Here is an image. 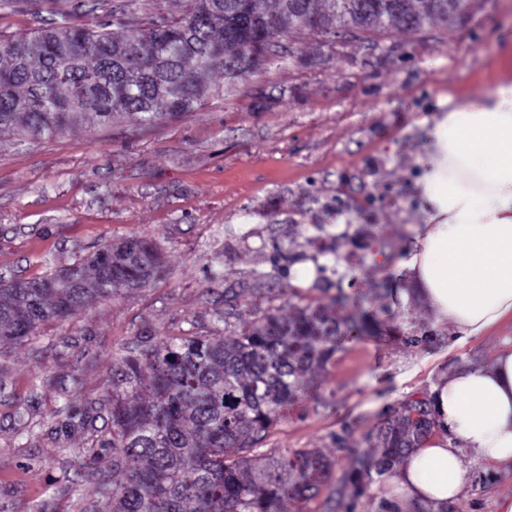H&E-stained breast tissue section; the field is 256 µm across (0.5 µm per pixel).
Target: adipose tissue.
Listing matches in <instances>:
<instances>
[{
	"mask_svg": "<svg viewBox=\"0 0 512 512\" xmlns=\"http://www.w3.org/2000/svg\"><path fill=\"white\" fill-rule=\"evenodd\" d=\"M419 179L426 218L403 264L437 320L476 338L512 317V78L484 97L448 99ZM436 428L390 481L398 508L443 512L476 461L512 465V344L491 368L465 367L432 391Z\"/></svg>",
	"mask_w": 512,
	"mask_h": 512,
	"instance_id": "adipose-tissue-1",
	"label": "adipose tissue"
}]
</instances>
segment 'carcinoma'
Returning a JSON list of instances; mask_svg holds the SVG:
<instances>
[{"instance_id": "cac0c4a2", "label": "carcinoma", "mask_w": 512, "mask_h": 512, "mask_svg": "<svg viewBox=\"0 0 512 512\" xmlns=\"http://www.w3.org/2000/svg\"><path fill=\"white\" fill-rule=\"evenodd\" d=\"M178 20L54 27L0 39V134L31 140L81 125L89 130L126 115L152 126L203 105L214 68L233 84L262 65L295 27L356 37L389 28L419 31L458 16L461 0H189ZM165 111H158V106ZM337 265L319 268L313 287H336ZM163 275L161 251L147 239L103 245L39 278L0 288V342L27 338L92 299L146 287ZM361 298L337 294L291 316L270 308L232 336H172L116 359L112 401L104 405L112 469L124 479L97 487L98 512H288V498L317 493L331 472L315 450L254 454L311 377L351 332L369 321L340 317ZM152 396L139 398L143 372ZM430 397L416 393L377 433L379 456L345 470L332 493L346 496L362 475L392 469L434 431Z\"/></svg>"}]
</instances>
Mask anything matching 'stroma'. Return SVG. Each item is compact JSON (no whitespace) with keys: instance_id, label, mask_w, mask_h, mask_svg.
<instances>
[{"instance_id":"obj_1","label":"stroma","mask_w":512,"mask_h":512,"mask_svg":"<svg viewBox=\"0 0 512 512\" xmlns=\"http://www.w3.org/2000/svg\"><path fill=\"white\" fill-rule=\"evenodd\" d=\"M187 0H16L0 9V38L54 26L182 17ZM512 74V0H466L460 19L418 32L395 28L378 40H331L298 28L245 80L225 84L183 117L142 127L129 116L94 130L73 126L38 141L0 135V278L30 279L71 264L108 242L154 240L166 277L95 301L35 336L0 345V512H94L103 474L84 461L99 454L101 422L59 433L62 407L90 410L112 390V365L126 350L171 336L240 331L256 311L327 300L315 289L329 256L272 271L274 243L315 253L313 227L339 235L368 224L396 252L424 220L419 177L428 131L443 96L480 98ZM365 307L409 333L430 322V343L356 336L318 372L306 399L288 408L261 453L336 452L345 438L373 453L384 412L431 392L461 367H492L512 340V320L478 339L435 321L418 295L392 303L386 286L403 271L381 264L365 241L339 240ZM230 324H223L226 305ZM51 385H42L43 377ZM461 460L471 481L445 512H497L512 497V469Z\"/></svg>"}]
</instances>
